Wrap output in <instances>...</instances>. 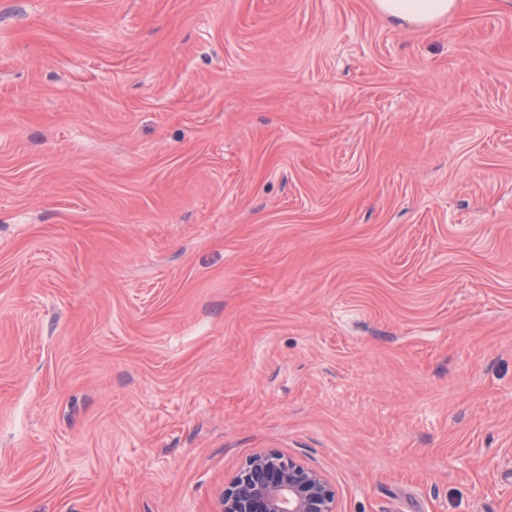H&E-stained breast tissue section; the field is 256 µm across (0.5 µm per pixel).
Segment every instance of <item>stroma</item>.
<instances>
[{"label":"stroma","mask_w":512,"mask_h":512,"mask_svg":"<svg viewBox=\"0 0 512 512\" xmlns=\"http://www.w3.org/2000/svg\"><path fill=\"white\" fill-rule=\"evenodd\" d=\"M512 512V0H0V512ZM377 11L392 23L427 26L458 8V0H374ZM222 512H337L325 475L279 452L250 457L224 489Z\"/></svg>","instance_id":"stroma-1"}]
</instances>
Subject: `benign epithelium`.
Wrapping results in <instances>:
<instances>
[{"label":"benign epithelium","mask_w":512,"mask_h":512,"mask_svg":"<svg viewBox=\"0 0 512 512\" xmlns=\"http://www.w3.org/2000/svg\"><path fill=\"white\" fill-rule=\"evenodd\" d=\"M222 512H337L322 473L279 452L250 457L224 489Z\"/></svg>","instance_id":"benign-epithelium-1"}]
</instances>
